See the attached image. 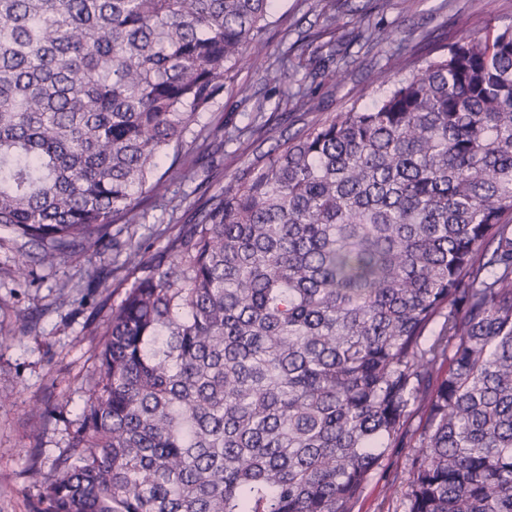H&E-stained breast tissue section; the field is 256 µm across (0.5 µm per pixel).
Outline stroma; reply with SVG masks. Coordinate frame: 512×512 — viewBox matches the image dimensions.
<instances>
[{
  "label": "stroma",
  "mask_w": 512,
  "mask_h": 512,
  "mask_svg": "<svg viewBox=\"0 0 512 512\" xmlns=\"http://www.w3.org/2000/svg\"><path fill=\"white\" fill-rule=\"evenodd\" d=\"M335 2L337 28L322 9ZM469 31L512 25V0H274L258 55L242 64L212 111L202 113L208 141L186 142L178 160L189 179L172 178V203L141 205L135 223L109 229L99 253L75 249L56 265L42 264L36 250L0 230V512H33L40 486L29 476L38 468L54 474L68 454L72 423L88 396L102 330L137 270L124 268L130 242L155 252L196 218L203 195L230 188L263 161L277 139L310 120L369 104L381 94L375 73L392 70L399 54H423L426 44L454 41L458 17ZM391 30L393 39L370 48L361 34ZM335 42L350 65L343 79L318 77L311 111L288 89L318 64L321 47ZM267 119L260 136L244 134L256 115ZM28 254L27 278L16 274ZM406 448L391 449L383 475L369 482L354 512H403L401 496L385 498L388 480L405 485Z\"/></svg>",
  "instance_id": "35a3bbf8"
}]
</instances>
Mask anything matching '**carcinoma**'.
<instances>
[{"instance_id": "carcinoma-1", "label": "carcinoma", "mask_w": 512, "mask_h": 512, "mask_svg": "<svg viewBox=\"0 0 512 512\" xmlns=\"http://www.w3.org/2000/svg\"><path fill=\"white\" fill-rule=\"evenodd\" d=\"M271 7L0 0V228L53 264L135 223ZM403 69L130 246L34 512H354L406 446L404 512H512V26Z\"/></svg>"}]
</instances>
